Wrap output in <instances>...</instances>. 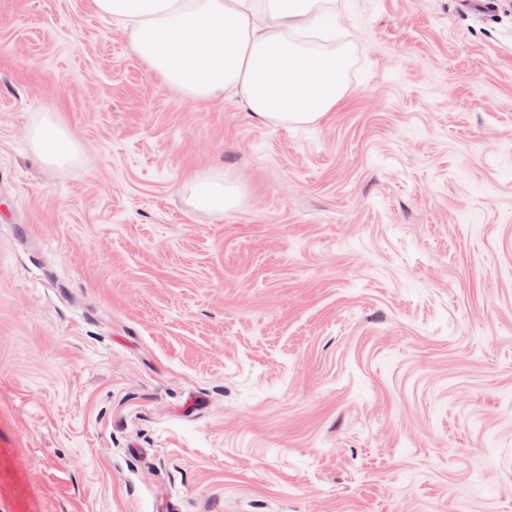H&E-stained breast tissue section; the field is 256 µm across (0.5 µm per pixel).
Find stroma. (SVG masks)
<instances>
[{
	"instance_id": "stroma-1",
	"label": "stroma",
	"mask_w": 512,
	"mask_h": 512,
	"mask_svg": "<svg viewBox=\"0 0 512 512\" xmlns=\"http://www.w3.org/2000/svg\"><path fill=\"white\" fill-rule=\"evenodd\" d=\"M320 6L279 125L0 0V512H512V0ZM38 143L43 147L47 159L51 163L66 161L73 153V146L59 127L52 122L41 126ZM193 206L208 213H224L238 199V186L224 171L197 172L188 181Z\"/></svg>"
}]
</instances>
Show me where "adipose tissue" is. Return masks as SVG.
Returning <instances> with one entry per match:
<instances>
[{
    "mask_svg": "<svg viewBox=\"0 0 512 512\" xmlns=\"http://www.w3.org/2000/svg\"><path fill=\"white\" fill-rule=\"evenodd\" d=\"M98 13L130 28L135 53L166 85L207 99L229 90L254 115L275 124L319 117L344 94V66L313 55L291 35L335 29L316 0H93ZM198 210L220 213L238 198L223 171L188 181Z\"/></svg>",
    "mask_w": 512,
    "mask_h": 512,
    "instance_id": "1",
    "label": "adipose tissue"
}]
</instances>
